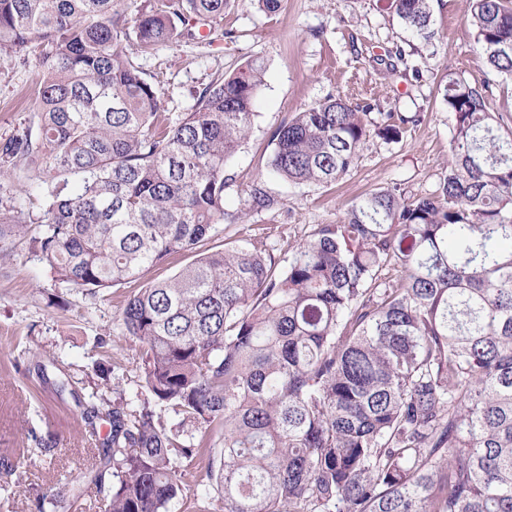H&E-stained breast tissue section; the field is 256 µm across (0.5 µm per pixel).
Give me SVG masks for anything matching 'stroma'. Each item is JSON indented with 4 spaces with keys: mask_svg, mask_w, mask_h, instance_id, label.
<instances>
[{
    "mask_svg": "<svg viewBox=\"0 0 512 512\" xmlns=\"http://www.w3.org/2000/svg\"><path fill=\"white\" fill-rule=\"evenodd\" d=\"M387 0H282L267 14L255 0H230L225 35L213 41L159 46L136 61L158 76L166 110L180 118L215 75L255 56L266 70L250 137L226 166L225 225L215 248L267 233L275 257L308 239L316 225L333 224L373 188L402 184L411 194L431 193L448 165L451 120L439 95L449 75L481 84L490 73L465 17L467 0H432L438 36L420 41L407 31ZM403 52L419 73L387 77L378 58ZM40 72L30 51L0 53V140L34 120L28 103ZM329 94L371 99L379 111L409 116L397 144L370 141L355 168L330 186H296L270 180L279 206L250 212L248 189L264 173L269 133L293 113ZM122 285L96 296L59 280L26 246L0 255V450L20 448L13 475L0 473L14 495L0 494V512H38V498L57 480L75 478L85 451L109 433L108 418L87 426L83 410L113 402L140 406L147 397L138 343L119 318ZM54 438V459L37 441Z\"/></svg>",
    "mask_w": 512,
    "mask_h": 512,
    "instance_id": "35a3bbf8",
    "label": "stroma"
}]
</instances>
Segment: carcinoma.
Returning a JSON list of instances; mask_svg holds the SVG:
<instances>
[{"label":"carcinoma","mask_w":512,"mask_h":512,"mask_svg":"<svg viewBox=\"0 0 512 512\" xmlns=\"http://www.w3.org/2000/svg\"><path fill=\"white\" fill-rule=\"evenodd\" d=\"M124 2L0 0V52L41 60L36 121L0 140V177L28 169L38 207L26 224L0 209V253L27 244L91 295L196 254L119 309L150 399L112 404L82 476L41 500L69 512L93 489L103 512H168L196 469L213 491L198 512H512V131L489 85H444L433 193L377 188L281 262L262 240L203 253L229 219L224 169L264 63L212 81L173 123L133 54L215 34L229 0H144L132 18ZM468 3L491 72L512 80V7ZM389 8L436 37L430 0ZM408 122L329 95L270 132L268 173L330 185ZM278 205L255 179L249 210Z\"/></svg>","instance_id":"1"}]
</instances>
